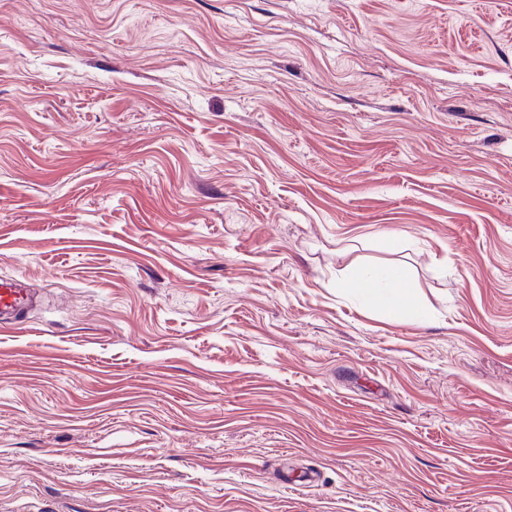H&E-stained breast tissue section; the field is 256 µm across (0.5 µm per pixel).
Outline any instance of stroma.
I'll return each instance as SVG.
<instances>
[{
	"mask_svg": "<svg viewBox=\"0 0 512 512\" xmlns=\"http://www.w3.org/2000/svg\"><path fill=\"white\" fill-rule=\"evenodd\" d=\"M17 273L0 512H512V0H0ZM413 273L402 264L366 265L351 263L342 280L343 288H353L366 304L394 320L423 322L427 308L414 292Z\"/></svg>",
	"mask_w": 512,
	"mask_h": 512,
	"instance_id": "stroma-1",
	"label": "stroma"
}]
</instances>
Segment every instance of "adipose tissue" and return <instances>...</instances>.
<instances>
[{"label": "adipose tissue", "instance_id": "obj_1", "mask_svg": "<svg viewBox=\"0 0 512 512\" xmlns=\"http://www.w3.org/2000/svg\"><path fill=\"white\" fill-rule=\"evenodd\" d=\"M413 273L402 264H350L342 280L343 287L354 289L366 304L377 308L394 320L421 322L427 308L419 300L412 285Z\"/></svg>", "mask_w": 512, "mask_h": 512}]
</instances>
